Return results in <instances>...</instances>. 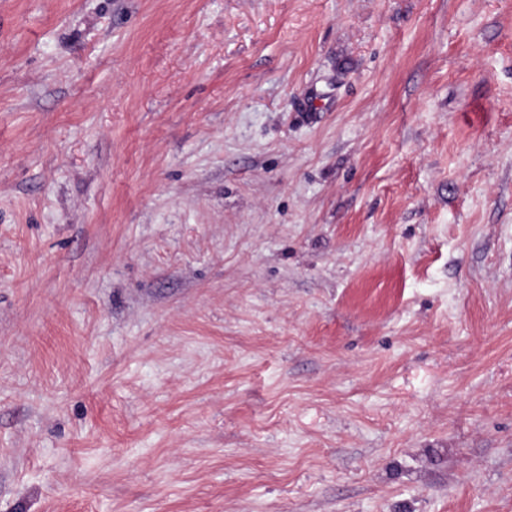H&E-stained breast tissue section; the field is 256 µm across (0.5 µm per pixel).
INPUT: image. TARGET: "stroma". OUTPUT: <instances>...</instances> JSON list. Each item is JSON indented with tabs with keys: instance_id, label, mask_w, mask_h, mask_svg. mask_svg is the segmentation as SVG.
I'll return each mask as SVG.
<instances>
[{
	"instance_id": "35a3bbf8",
	"label": "stroma",
	"mask_w": 512,
	"mask_h": 512,
	"mask_svg": "<svg viewBox=\"0 0 512 512\" xmlns=\"http://www.w3.org/2000/svg\"><path fill=\"white\" fill-rule=\"evenodd\" d=\"M0 512H512V0H0Z\"/></svg>"
}]
</instances>
